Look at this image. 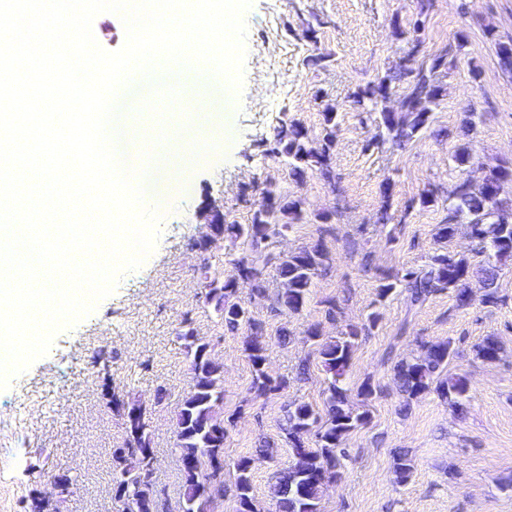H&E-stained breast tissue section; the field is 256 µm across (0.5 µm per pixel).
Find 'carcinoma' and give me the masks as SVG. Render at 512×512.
Wrapping results in <instances>:
<instances>
[{
  "label": "carcinoma",
  "instance_id": "carcinoma-1",
  "mask_svg": "<svg viewBox=\"0 0 512 512\" xmlns=\"http://www.w3.org/2000/svg\"><path fill=\"white\" fill-rule=\"evenodd\" d=\"M497 54L504 71L512 74V39L497 42ZM448 50L430 55L416 67L403 68L357 88L350 99L358 110L368 114L380 113L381 124L388 136L403 147L429 126L433 107L442 96L437 75L448 69ZM406 83L400 107L392 111L379 104L390 99L393 81ZM336 137V113H324V122L316 137L297 123L282 122L275 128L269 142V152L283 159L285 175L295 182L303 180L309 170H317L324 180L336 185L331 166V154ZM512 179V167L498 165L489 169V176L474 185L469 180L457 182L448 190V217L439 226L438 238L454 237L459 226L466 225L469 235L481 245L485 261L474 269L469 259L459 253H436L425 265L406 271L401 276L386 278L379 285V296L386 298L396 290L406 294L409 307L425 302L433 293L448 289L455 293L458 305L465 307L474 300L472 281L481 290L480 301L494 304L499 300L497 281L504 261L512 258V201L501 197L494 182ZM256 190L259 198L254 203L251 222L215 225L224 237L235 242H250L251 251L233 254L228 259L232 274L224 277L212 270L209 262L202 264L201 298L213 306L224 327L235 332L248 327L249 334L243 346L253 368L252 389L256 396H266L286 385L273 379L265 370L266 342L261 340L264 328L253 319L248 309L236 301L238 290L250 288L263 291L264 269L272 263L270 254L258 250V244L273 235L300 224L307 217L305 201L288 196L272 183H264ZM328 254L321 246L303 249L278 259V272L285 288L277 294L273 309L276 312L299 313L307 302L314 277L325 267ZM358 329L351 327L343 335L324 340L310 329L307 340L314 342L329 376V398L326 417H321L309 405L300 403L288 409L286 440L291 447L292 460L286 470L277 476L273 498L278 512H319L323 488L336 468L337 455L345 454L342 443L345 435L365 419L349 407L347 394L340 386L346 373ZM178 339L183 341L194 381L175 416L176 447L183 465L182 512H213L212 503L224 495V439H215V408L224 404L222 386L223 366L208 355L209 343L194 336L193 329H181ZM423 355L401 359L393 367L394 380L406 398H414L435 389L445 398H460L467 392V382L460 376L441 378L453 357L451 341L423 346ZM502 347L494 337H487L475 347L477 358L495 361ZM111 409L126 418L127 436L123 446L113 452L112 495L137 505L138 512H154L155 501L148 479L150 446V418L148 411L133 401L111 396ZM317 427L315 446H309L304 434ZM253 459L243 457L234 463L237 473L234 498L236 512H264L253 494L251 468ZM412 470L408 453L396 456L395 474L398 482L407 481Z\"/></svg>",
  "mask_w": 512,
  "mask_h": 512
}]
</instances>
